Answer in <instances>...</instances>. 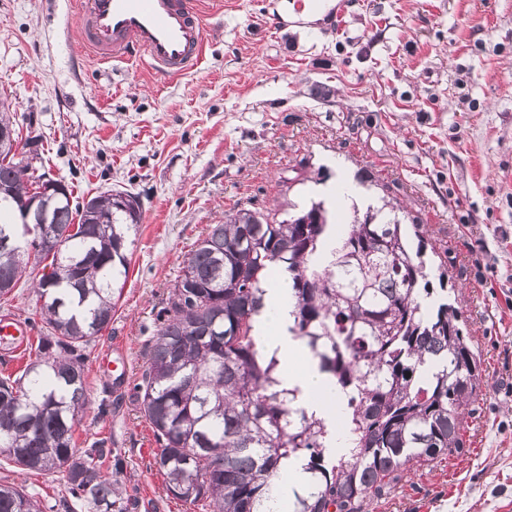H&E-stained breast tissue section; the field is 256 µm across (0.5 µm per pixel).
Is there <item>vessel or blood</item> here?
Segmentation results:
<instances>
[{"instance_id":"vessel-or-blood-1","label":"vessel or blood","mask_w":512,"mask_h":512,"mask_svg":"<svg viewBox=\"0 0 512 512\" xmlns=\"http://www.w3.org/2000/svg\"><path fill=\"white\" fill-rule=\"evenodd\" d=\"M299 17L338 20L331 0H291ZM81 50L96 61L146 67L175 78L195 70L205 53V23L198 0H84L79 13ZM29 330L19 320L0 318V345L20 350Z\"/></svg>"}]
</instances>
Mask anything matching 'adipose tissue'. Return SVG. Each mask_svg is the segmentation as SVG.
<instances>
[{"instance_id": "obj_1", "label": "adipose tissue", "mask_w": 512, "mask_h": 512, "mask_svg": "<svg viewBox=\"0 0 512 512\" xmlns=\"http://www.w3.org/2000/svg\"><path fill=\"white\" fill-rule=\"evenodd\" d=\"M265 306L257 318V328L265 336L268 352L280 363V378L285 387L299 388L300 399L308 412L327 425H335L344 412L347 397L332 380L320 372L301 342L288 331L292 310L288 297V276L280 273L265 284Z\"/></svg>"}]
</instances>
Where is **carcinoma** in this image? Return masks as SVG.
<instances>
[{
    "label": "carcinoma",
    "instance_id": "cac0c4a2",
    "mask_svg": "<svg viewBox=\"0 0 512 512\" xmlns=\"http://www.w3.org/2000/svg\"><path fill=\"white\" fill-rule=\"evenodd\" d=\"M0 150V186L36 189L31 163ZM92 212L71 199L49 203V223H13L0 203V298L29 264L49 261L34 288L44 335L15 377L0 376V457L22 471L63 472L61 512H125L116 474L124 460L105 438L73 447L86 401L84 360L112 321L129 269L127 243L142 211L94 196ZM332 215L312 201L281 220L240 207L209 226L156 315L157 331L134 390L151 425L154 465L168 495L210 512H274L279 477L297 460L306 484L288 512H362L410 465L464 447L477 399L480 359L467 336L448 263L427 266L421 224L395 207L353 211L335 246ZM63 240L58 252L45 237ZM288 272L299 339L347 396L336 429L308 414L299 390L279 387L278 360L256 322L263 284ZM439 288L433 287L432 278ZM340 434L347 451L332 446ZM111 459L109 476L102 470ZM0 512H42L40 500L0 483Z\"/></svg>",
    "mask_w": 512,
    "mask_h": 512
}]
</instances>
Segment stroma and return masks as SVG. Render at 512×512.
Wrapping results in <instances>:
<instances>
[{
	"label": "stroma",
	"instance_id": "stroma-1",
	"mask_svg": "<svg viewBox=\"0 0 512 512\" xmlns=\"http://www.w3.org/2000/svg\"><path fill=\"white\" fill-rule=\"evenodd\" d=\"M289 0H224L197 70L164 81L101 64L76 38L77 0H0V110L42 138L39 171L80 202L139 196L142 222L122 295L85 361L77 448L106 437L125 459L134 512H202L168 496L150 424L133 396L156 315L195 241L236 205L280 213L334 197L333 219L377 196L423 224L460 286L482 384L465 446L406 471L367 512H512V0H359L340 33ZM28 269L0 316L30 321ZM128 379L96 371L114 346ZM51 507L66 479L0 465Z\"/></svg>",
	"mask_w": 512,
	"mask_h": 512
}]
</instances>
